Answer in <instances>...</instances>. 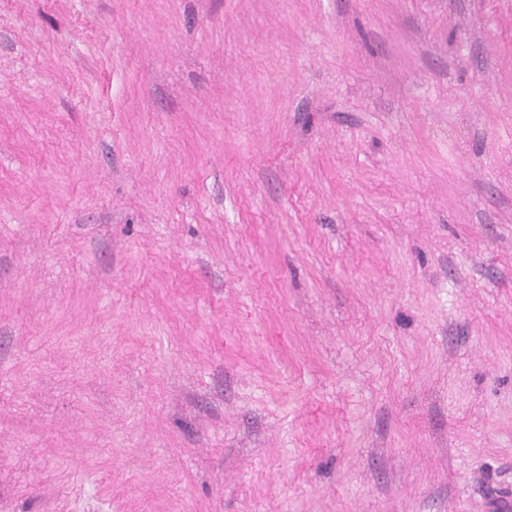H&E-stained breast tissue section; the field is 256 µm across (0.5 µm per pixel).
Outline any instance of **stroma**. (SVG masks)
Returning a JSON list of instances; mask_svg holds the SVG:
<instances>
[{
    "label": "stroma",
    "mask_w": 512,
    "mask_h": 512,
    "mask_svg": "<svg viewBox=\"0 0 512 512\" xmlns=\"http://www.w3.org/2000/svg\"><path fill=\"white\" fill-rule=\"evenodd\" d=\"M512 497V0H0V512Z\"/></svg>",
    "instance_id": "stroma-1"
}]
</instances>
